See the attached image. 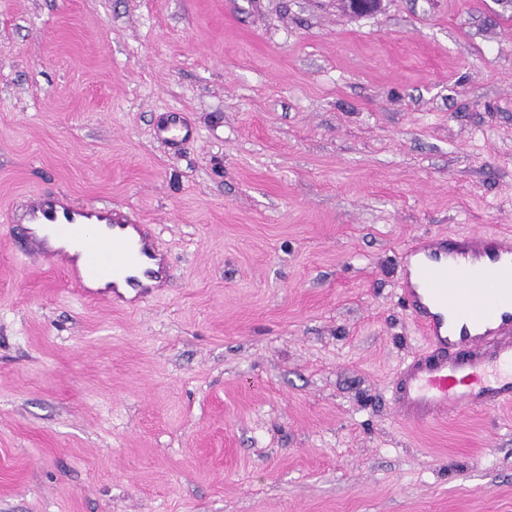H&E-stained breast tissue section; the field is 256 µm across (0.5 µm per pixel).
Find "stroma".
Here are the masks:
<instances>
[{
  "label": "stroma",
  "instance_id": "1",
  "mask_svg": "<svg viewBox=\"0 0 512 512\" xmlns=\"http://www.w3.org/2000/svg\"><path fill=\"white\" fill-rule=\"evenodd\" d=\"M40 189L154 225L153 297L16 252ZM481 231L512 237V0H0V512H512V409L388 395L400 252Z\"/></svg>",
  "mask_w": 512,
  "mask_h": 512
}]
</instances>
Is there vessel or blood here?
<instances>
[{"label": "vessel or blood", "mask_w": 512, "mask_h": 512, "mask_svg": "<svg viewBox=\"0 0 512 512\" xmlns=\"http://www.w3.org/2000/svg\"><path fill=\"white\" fill-rule=\"evenodd\" d=\"M22 254L59 268L57 243L79 249L83 275H70L76 294L88 283H125L143 299L159 272L152 234L130 213L108 205H75L50 190L30 196L20 214ZM400 295L425 346L405 361L389 386L397 416L426 426L455 411L486 412L512 405V240L494 233L426 238L401 255Z\"/></svg>", "instance_id": "b4317fda"}]
</instances>
